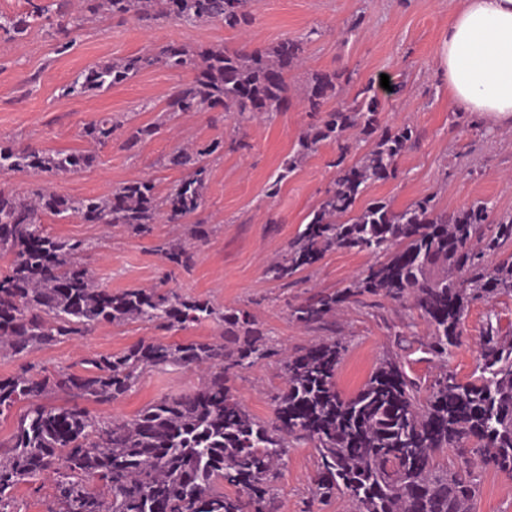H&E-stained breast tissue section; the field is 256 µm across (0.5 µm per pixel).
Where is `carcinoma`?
Returning <instances> with one entry per match:
<instances>
[{
	"mask_svg": "<svg viewBox=\"0 0 512 512\" xmlns=\"http://www.w3.org/2000/svg\"><path fill=\"white\" fill-rule=\"evenodd\" d=\"M252 0H26V12L0 14V30L22 35L56 18L57 32L103 14L139 21L172 18L220 22L237 29ZM307 37L284 38L250 52L187 45L147 48L141 54L95 65L69 86L68 95L104 90L140 70L162 63L194 72L169 94L164 112L224 111L253 119L288 105V76L306 63ZM351 77L309 71L304 101L321 112L336 100L321 124L302 133L299 149L284 170L297 169L320 142L334 139L340 155L336 175L309 221L281 257L265 268L268 278L288 282L341 247L374 261L347 288L315 294L291 309L305 329L336 322L352 297L383 294L407 301L431 327L424 352L442 363L420 398V386L398 355H385L366 383L346 396L336 386L345 350L332 338L301 350L277 346L242 308L220 307L174 289L133 288L114 294L97 281L79 254L90 243L49 235L44 215L74 214L88 224L121 226L143 236L151 225L185 224L206 206L207 161L224 153V138L178 147L166 166L187 172L167 193L150 178L122 183L108 195L70 198L34 183L19 194L0 188V351L14 355L84 336L101 323L139 321L184 329L210 320L235 337L224 342L168 344L151 340L113 355L85 359L82 372L25 370L0 378V412L35 400L20 416L8 443H0V512H13L12 491L46 478L54 484L50 512H279L273 478L293 441L313 444L317 470L314 499L341 494L353 512H470L476 494L474 468L512 474V337L487 324L481 336L479 375L462 381L448 370L449 348L463 333L470 304L512 294V213L487 225L484 202L452 214L424 197L394 210L375 201L358 210L368 183L394 171L412 141L410 127L382 129L381 102L373 87L340 98ZM118 123L104 118L84 136L95 146L112 140ZM375 138L371 151L352 165L346 135ZM95 161V152H16L0 146V174L32 177L76 173ZM161 257L190 264L193 247L176 235L157 246ZM280 357L283 388L274 398V418L256 419L227 385L228 373L271 356ZM194 366L204 373L198 388L163 397L131 418L101 417L82 401L108 403L130 391L142 374L169 366ZM63 393L72 402L48 406L36 399ZM469 450L475 463L451 471L434 462L444 449Z\"/></svg>",
	"mask_w": 512,
	"mask_h": 512,
	"instance_id": "1",
	"label": "carcinoma"
}]
</instances>
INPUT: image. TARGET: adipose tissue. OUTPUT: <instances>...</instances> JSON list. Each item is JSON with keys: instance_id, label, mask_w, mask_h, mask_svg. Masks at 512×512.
Masks as SVG:
<instances>
[{"instance_id": "1", "label": "adipose tissue", "mask_w": 512, "mask_h": 512, "mask_svg": "<svg viewBox=\"0 0 512 512\" xmlns=\"http://www.w3.org/2000/svg\"><path fill=\"white\" fill-rule=\"evenodd\" d=\"M441 63L458 108L489 127H512V0H461Z\"/></svg>"}]
</instances>
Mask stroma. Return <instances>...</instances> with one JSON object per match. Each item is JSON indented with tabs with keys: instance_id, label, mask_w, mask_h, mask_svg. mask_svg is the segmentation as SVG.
<instances>
[{
	"instance_id": "obj_1",
	"label": "stroma",
	"mask_w": 512,
	"mask_h": 512,
	"mask_svg": "<svg viewBox=\"0 0 512 512\" xmlns=\"http://www.w3.org/2000/svg\"><path fill=\"white\" fill-rule=\"evenodd\" d=\"M459 4L460 0H253V21L242 31L219 23L108 16L72 30L73 46L64 54L57 51L51 24L35 26L21 37L0 31V145L46 152L95 150L97 160L91 167L41 180L55 194L82 198L107 194L115 185L144 177L153 178L159 192H167L182 177L181 171L165 165L175 147L223 137V156L208 163L206 208L194 219L206 236L191 269L166 263L156 251L157 244L178 233L174 224L154 225L146 237L119 226L86 224L74 215L45 216L44 227L54 237L94 242L83 260L112 291L153 285L174 288L219 306L246 309L277 343L306 347L327 339L328 333L299 326L289 315L290 306L317 291L348 287L373 258L337 248L289 283L264 274L266 265L303 229L336 173L338 149L330 141L296 170L282 171L299 136L319 121L318 114L301 103L300 75L289 78L292 90L285 111L242 121L236 113L207 108L170 119L152 138L133 147L128 144L131 132L154 123L170 89L191 80V72L158 64L103 91L71 97L62 89L79 72L136 55L149 45L177 43L200 50L223 45L250 51L308 34V68L350 74L355 89L379 86L381 75H388L400 91L381 95L380 120L393 128L412 127L416 134L398 158L394 175L369 184L359 205L384 201L401 209L430 196L439 209L451 213L484 201L496 217L512 212V128L488 130L478 115L460 110L451 99L439 58ZM105 116L117 118L120 125L111 142L92 148L82 132ZM490 324L512 335V295L470 305L464 334L448 356V368L458 378L476 374L478 343ZM427 332L425 319L408 302L383 296L349 301L336 321V335L345 345L336 371L338 389L346 395L356 392L389 352L400 356L410 377L429 385L438 366L421 349ZM217 334L211 322L179 331L157 324L103 322L78 340L22 357L0 354V376L31 367L77 370L85 356L118 354L142 341H207ZM202 381L201 372L192 367L148 371L119 400L91 402L87 408L100 416L130 418L157 399L189 392ZM229 384L254 417L269 419L282 386L279 362L271 357L234 369ZM316 466L311 443L292 444L276 479L280 512H352L339 495L323 505L313 503ZM471 512H512V477L482 470Z\"/></svg>"
}]
</instances>
